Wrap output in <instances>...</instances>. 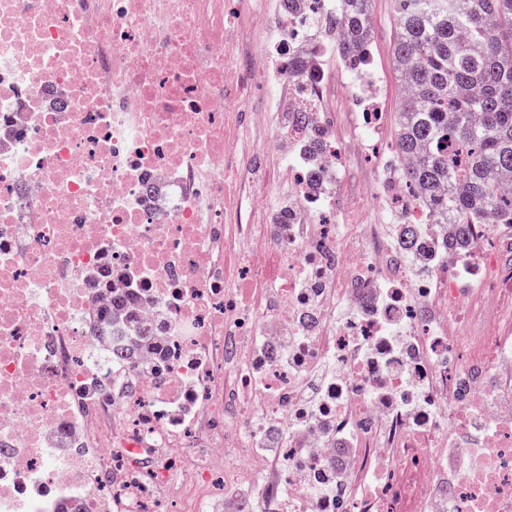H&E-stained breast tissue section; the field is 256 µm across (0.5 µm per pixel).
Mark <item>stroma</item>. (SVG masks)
<instances>
[{
	"label": "stroma",
	"instance_id": "obj_1",
	"mask_svg": "<svg viewBox=\"0 0 512 512\" xmlns=\"http://www.w3.org/2000/svg\"><path fill=\"white\" fill-rule=\"evenodd\" d=\"M370 22V51L378 84V108L386 117L378 148L361 146L355 140L353 128L358 115L349 99L348 76L335 57H327L324 61V109L334 123L336 138L343 150L336 191L349 212L365 216L376 212L369 192L381 179L383 162L393 158L391 149L396 138V116L402 100L401 83L391 59L396 36L394 0H371ZM237 160L247 169L259 167L260 179L271 181L272 188L267 196L269 206H277L287 199L288 185L278 179L282 159L276 150L266 145L255 150L247 145L239 150Z\"/></svg>",
	"mask_w": 512,
	"mask_h": 512
}]
</instances>
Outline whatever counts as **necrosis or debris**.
I'll use <instances>...</instances> for the list:
<instances>
[{"mask_svg":"<svg viewBox=\"0 0 512 512\" xmlns=\"http://www.w3.org/2000/svg\"><path fill=\"white\" fill-rule=\"evenodd\" d=\"M335 9L272 64L262 0H0V512H512V270L337 206ZM254 124L293 192L246 212ZM236 43L240 52L244 55L253 54L263 50L266 46L264 34V23L261 20L251 22L247 27L235 35Z\"/></svg>","mask_w":512,"mask_h":512,"instance_id":"1","label":"necrosis or debris"}]
</instances>
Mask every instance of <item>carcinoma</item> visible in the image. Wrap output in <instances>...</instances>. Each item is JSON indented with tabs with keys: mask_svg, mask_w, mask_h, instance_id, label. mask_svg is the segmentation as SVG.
<instances>
[{
	"mask_svg": "<svg viewBox=\"0 0 512 512\" xmlns=\"http://www.w3.org/2000/svg\"><path fill=\"white\" fill-rule=\"evenodd\" d=\"M392 60L403 98L394 145L405 193L421 198L450 246L475 224L512 225V0H394ZM342 58L371 37L370 0H336Z\"/></svg>",
	"mask_w": 512,
	"mask_h": 512,
	"instance_id": "obj_1",
	"label": "carcinoma"
}]
</instances>
